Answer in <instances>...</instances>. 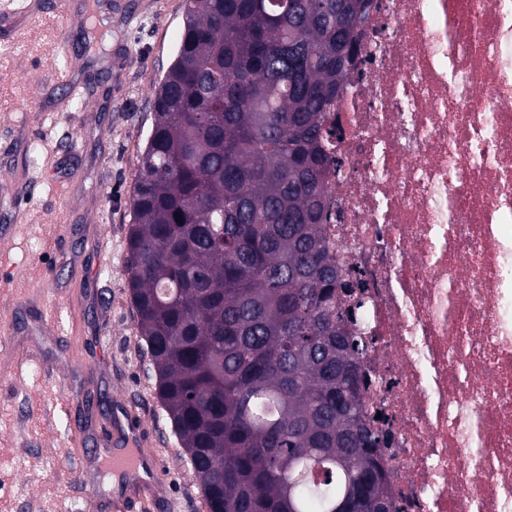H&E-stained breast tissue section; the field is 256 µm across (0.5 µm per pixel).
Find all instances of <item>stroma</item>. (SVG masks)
I'll use <instances>...</instances> for the list:
<instances>
[{"label": "stroma", "mask_w": 512, "mask_h": 512, "mask_svg": "<svg viewBox=\"0 0 512 512\" xmlns=\"http://www.w3.org/2000/svg\"><path fill=\"white\" fill-rule=\"evenodd\" d=\"M0 0V512H113L108 471L72 479L114 406L158 433L167 478L154 512H208L156 395L130 299L127 229L153 89L183 0ZM89 399L85 439L64 409Z\"/></svg>", "instance_id": "stroma-1"}]
</instances>
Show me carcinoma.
<instances>
[{
	"label": "carcinoma",
	"instance_id": "cac0c4a2",
	"mask_svg": "<svg viewBox=\"0 0 512 512\" xmlns=\"http://www.w3.org/2000/svg\"><path fill=\"white\" fill-rule=\"evenodd\" d=\"M366 0H185L127 272L209 512H392L322 237L325 125Z\"/></svg>",
	"mask_w": 512,
	"mask_h": 512
}]
</instances>
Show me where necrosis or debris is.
Instances as JSON below:
<instances>
[{
	"instance_id": "necrosis-or-debris-1",
	"label": "necrosis or debris",
	"mask_w": 512,
	"mask_h": 512,
	"mask_svg": "<svg viewBox=\"0 0 512 512\" xmlns=\"http://www.w3.org/2000/svg\"><path fill=\"white\" fill-rule=\"evenodd\" d=\"M323 237L393 512H512V0H368Z\"/></svg>"
}]
</instances>
